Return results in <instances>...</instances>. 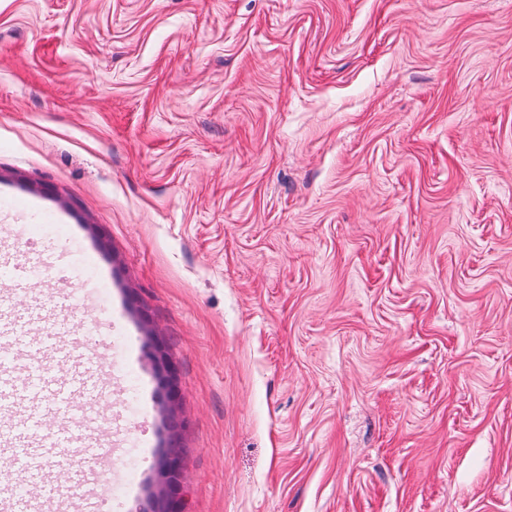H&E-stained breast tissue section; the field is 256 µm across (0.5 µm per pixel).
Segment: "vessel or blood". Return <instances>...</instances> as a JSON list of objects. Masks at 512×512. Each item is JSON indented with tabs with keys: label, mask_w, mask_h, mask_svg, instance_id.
<instances>
[{
	"label": "vessel or blood",
	"mask_w": 512,
	"mask_h": 512,
	"mask_svg": "<svg viewBox=\"0 0 512 512\" xmlns=\"http://www.w3.org/2000/svg\"><path fill=\"white\" fill-rule=\"evenodd\" d=\"M0 272L28 291L41 282L36 264L21 268L3 255ZM46 343L52 360L68 365L65 379L35 359ZM84 346L62 310H44L36 300L25 313L12 307L0 311V411L22 403L30 407L0 429V456L14 460L12 476L0 480V512H99L112 459L101 435L103 412L90 396L107 389L108 381L104 368L86 366ZM69 452L80 462L63 491L53 483L54 462Z\"/></svg>",
	"instance_id": "b4317fda"
}]
</instances>
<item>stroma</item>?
Here are the masks:
<instances>
[{"label": "stroma", "instance_id": "35a3bbf8", "mask_svg": "<svg viewBox=\"0 0 512 512\" xmlns=\"http://www.w3.org/2000/svg\"><path fill=\"white\" fill-rule=\"evenodd\" d=\"M1 249L186 512H512V0H0ZM19 266L13 263L6 254L1 252L0 256V272L9 275V282L19 288L27 291H32L36 288L41 280L36 269H41L37 263H30L24 267V270H19ZM148 358L152 361L156 370L165 374L171 387V399L175 400V381L178 367L173 357L169 354L165 346L158 340H154V345L147 352ZM159 469L158 492L148 496L145 506L139 512H184L185 494L181 477L185 467L180 449L168 448L162 457Z\"/></svg>", "mask_w": 512, "mask_h": 512}]
</instances>
